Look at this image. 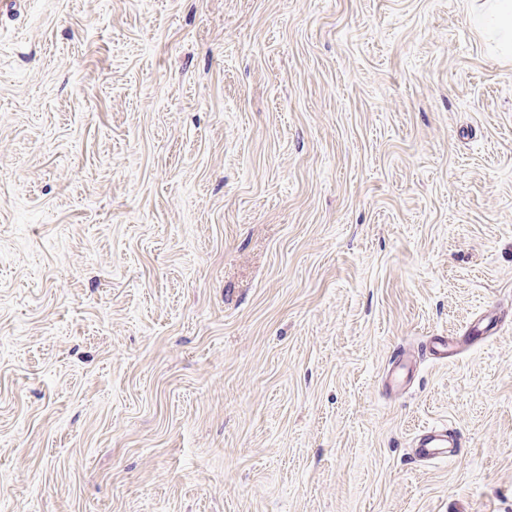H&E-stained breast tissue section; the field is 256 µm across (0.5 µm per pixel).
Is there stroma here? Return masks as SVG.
<instances>
[{"mask_svg": "<svg viewBox=\"0 0 512 512\" xmlns=\"http://www.w3.org/2000/svg\"><path fill=\"white\" fill-rule=\"evenodd\" d=\"M475 8L0 0V512H512V58ZM429 426L460 451L418 460ZM485 321L486 317H483L474 322L465 332V334H470V336H465L464 334L463 336L451 339H448V336H435L426 347L431 358L447 360L448 357L456 353L458 347L467 345L468 340H483L488 337L495 327L490 326L489 321L487 323ZM393 359V360H392ZM413 358L402 352L391 358V369L385 378V387L389 391H397L403 387L405 379L413 372Z\"/></svg>", "mask_w": 512, "mask_h": 512, "instance_id": "obj_1", "label": "stroma"}]
</instances>
